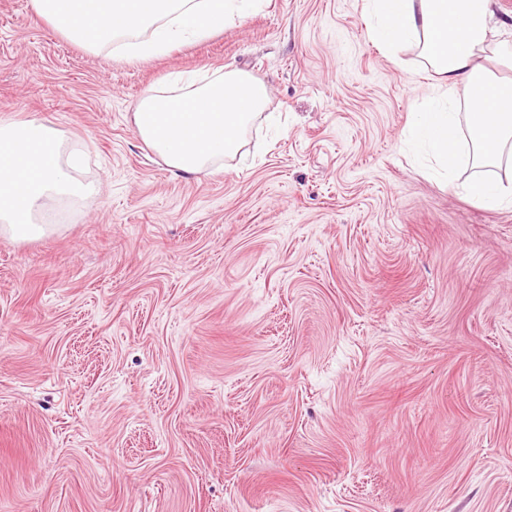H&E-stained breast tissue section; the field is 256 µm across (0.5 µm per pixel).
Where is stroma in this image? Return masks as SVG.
I'll use <instances>...</instances> for the list:
<instances>
[{"label":"stroma","mask_w":512,"mask_h":512,"mask_svg":"<svg viewBox=\"0 0 512 512\" xmlns=\"http://www.w3.org/2000/svg\"><path fill=\"white\" fill-rule=\"evenodd\" d=\"M366 4L263 0L128 61L0 0V119L99 190L0 236V512H512V208L406 148L436 77ZM220 68L278 122L175 174L137 102Z\"/></svg>","instance_id":"stroma-1"}]
</instances>
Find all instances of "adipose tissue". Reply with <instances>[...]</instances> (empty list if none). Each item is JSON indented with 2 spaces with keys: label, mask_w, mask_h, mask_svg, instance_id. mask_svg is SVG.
I'll use <instances>...</instances> for the list:
<instances>
[{
  "label": "adipose tissue",
  "mask_w": 512,
  "mask_h": 512,
  "mask_svg": "<svg viewBox=\"0 0 512 512\" xmlns=\"http://www.w3.org/2000/svg\"><path fill=\"white\" fill-rule=\"evenodd\" d=\"M493 0H368L370 39L395 66L404 49L437 77L441 94L412 114L411 140L428 150L438 175L466 165L476 175L463 190L475 204L512 206V80L481 63L495 29ZM261 0H29L32 12L90 52L129 59L157 56L201 38L257 8ZM464 85L466 97L453 92ZM265 86L239 72L189 77L152 87L133 113L141 141L182 175H210L239 153L263 111ZM81 156L61 131L36 117L0 121V234L16 241L53 231L50 203L87 200L95 183L77 171Z\"/></svg>",
  "instance_id": "adipose-tissue-1"
}]
</instances>
